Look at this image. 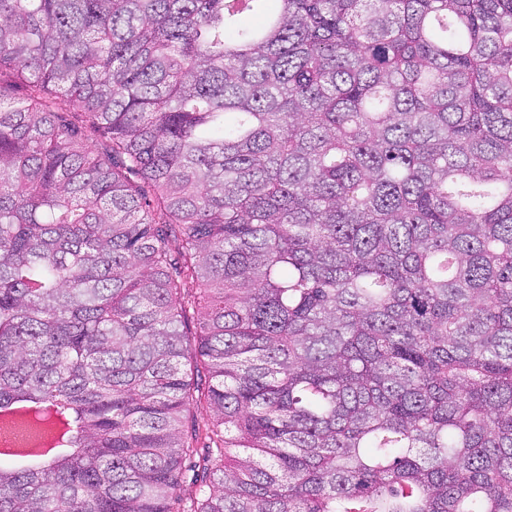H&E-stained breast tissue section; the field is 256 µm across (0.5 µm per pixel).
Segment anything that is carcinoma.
Listing matches in <instances>:
<instances>
[{
    "instance_id": "cac0c4a2",
    "label": "carcinoma",
    "mask_w": 512,
    "mask_h": 512,
    "mask_svg": "<svg viewBox=\"0 0 512 512\" xmlns=\"http://www.w3.org/2000/svg\"><path fill=\"white\" fill-rule=\"evenodd\" d=\"M265 2L0 0V512H512V0ZM31 413L26 407H12L0 411L1 445L0 453L7 455L18 464H31L36 457L42 455L46 449L56 445L59 436V427L48 430L39 437L33 438L27 443L5 442L3 430L5 427L20 425L29 422Z\"/></svg>"
}]
</instances>
